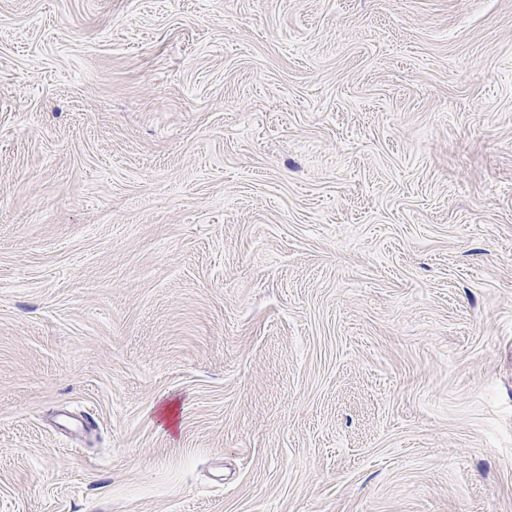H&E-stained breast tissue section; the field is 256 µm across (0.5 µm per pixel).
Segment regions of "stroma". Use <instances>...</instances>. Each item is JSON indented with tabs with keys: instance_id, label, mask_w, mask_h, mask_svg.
<instances>
[{
	"instance_id": "1",
	"label": "stroma",
	"mask_w": 512,
	"mask_h": 512,
	"mask_svg": "<svg viewBox=\"0 0 512 512\" xmlns=\"http://www.w3.org/2000/svg\"><path fill=\"white\" fill-rule=\"evenodd\" d=\"M0 512H512V0H0Z\"/></svg>"
}]
</instances>
